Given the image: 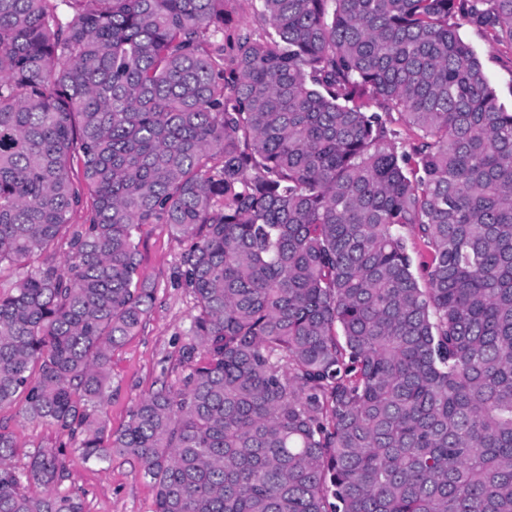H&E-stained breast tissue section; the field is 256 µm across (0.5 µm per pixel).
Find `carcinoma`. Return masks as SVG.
Here are the masks:
<instances>
[{"label":"carcinoma","instance_id":"1","mask_svg":"<svg viewBox=\"0 0 512 512\" xmlns=\"http://www.w3.org/2000/svg\"><path fill=\"white\" fill-rule=\"evenodd\" d=\"M261 2L228 44L224 0H0V265L43 258L0 295V405L135 461L154 512H512V107L459 33L512 44V0ZM146 224L196 314L114 432ZM16 451L0 512H85L66 453Z\"/></svg>","mask_w":512,"mask_h":512}]
</instances>
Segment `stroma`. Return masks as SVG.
Here are the masks:
<instances>
[{"instance_id":"1","label":"stroma","mask_w":512,"mask_h":512,"mask_svg":"<svg viewBox=\"0 0 512 512\" xmlns=\"http://www.w3.org/2000/svg\"><path fill=\"white\" fill-rule=\"evenodd\" d=\"M462 39L477 52L485 74L500 99L512 101V50L496 44L471 25L460 29ZM141 273L154 285L155 300L136 336L112 354V399L107 416L113 430L128 423L138 401L162 383H176L182 374L181 346L195 313L193 296L182 278V257L189 243L162 224L142 227L138 238ZM23 399L0 407V426L12 432L19 448L13 460L25 468L28 455L65 443L55 429L27 419ZM63 490L79 494L85 512H154L155 491L138 474L137 466L116 458L109 464L73 459Z\"/></svg>"}]
</instances>
